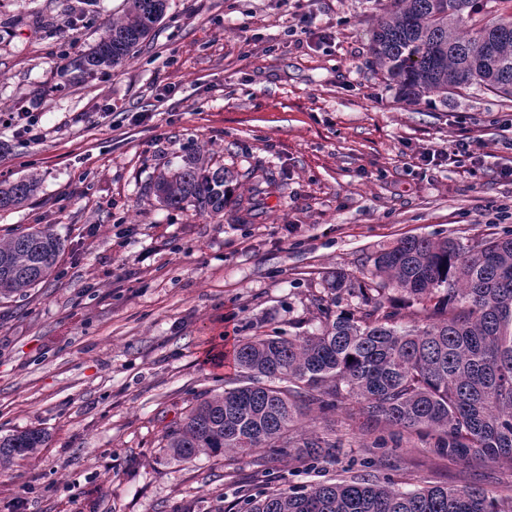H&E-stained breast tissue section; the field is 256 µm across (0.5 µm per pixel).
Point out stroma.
Instances as JSON below:
<instances>
[{
    "label": "stroma",
    "mask_w": 512,
    "mask_h": 512,
    "mask_svg": "<svg viewBox=\"0 0 512 512\" xmlns=\"http://www.w3.org/2000/svg\"><path fill=\"white\" fill-rule=\"evenodd\" d=\"M0 0V181L38 170L25 206L0 214V239L50 224L66 247L56 272L0 303V437L48 441L0 473V512H225L243 494L336 479L348 467L408 488L480 486L512 494V465L461 462L411 440L371 447L362 417L317 419L342 444L317 472L259 449L166 455V432L233 369L216 354L255 335L314 332L329 273L357 275L404 237L464 245L512 230V100L472 86L447 103L406 105L371 63L381 0H170L138 52L81 76L70 64L124 0ZM469 159L420 156L461 134ZM204 149L232 198L244 172L276 186L242 223L173 210L157 177ZM397 456L403 468L382 462Z\"/></svg>",
    "instance_id": "35a3bbf8"
}]
</instances>
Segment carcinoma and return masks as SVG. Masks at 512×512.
Listing matches in <instances>:
<instances>
[{
    "mask_svg": "<svg viewBox=\"0 0 512 512\" xmlns=\"http://www.w3.org/2000/svg\"><path fill=\"white\" fill-rule=\"evenodd\" d=\"M169 0H125L123 15L75 67L87 75L121 65L155 31ZM370 51L386 79L415 104L478 85L512 99V0H389ZM244 177L254 194L235 203L250 213L268 193L264 174ZM224 168L194 154L153 185L158 202L224 213ZM39 174L0 181V213L37 192ZM64 242L50 224L0 240V299L21 298L54 273ZM357 277L331 274L314 299L317 332L253 336L234 351L239 385L196 400L165 435L178 460L201 454L244 457L259 448L300 459L320 472L340 443L302 430L311 407L321 415L353 403L365 433L383 424L395 445L416 436L460 461L512 465V233L475 245L448 238L406 237L376 252ZM357 299L350 310L344 297ZM421 306L405 322L397 302ZM31 429L0 438V468L45 445ZM245 494L238 512H512V495L469 486L407 489L388 478L354 473L334 482Z\"/></svg>",
    "mask_w": 512,
    "mask_h": 512,
    "instance_id": "1",
    "label": "carcinoma"
}]
</instances>
